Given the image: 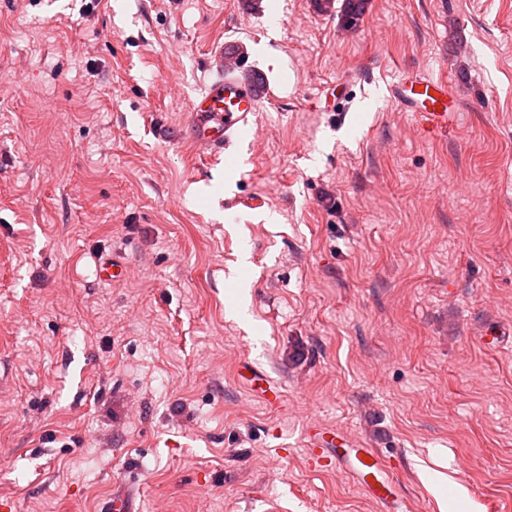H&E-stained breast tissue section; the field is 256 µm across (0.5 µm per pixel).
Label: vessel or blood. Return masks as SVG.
Segmentation results:
<instances>
[{
  "label": "vessel or blood",
  "instance_id": "vessel-or-blood-1",
  "mask_svg": "<svg viewBox=\"0 0 512 512\" xmlns=\"http://www.w3.org/2000/svg\"><path fill=\"white\" fill-rule=\"evenodd\" d=\"M214 68L216 77L211 84L187 99L191 119L186 131L190 143L201 147L206 155L229 159L233 148L253 143L254 116L266 75L260 70L245 72L234 51L217 53ZM389 92L400 111L418 113L430 128L447 127V81L408 75L394 83ZM238 375L250 381L253 391L262 392L268 399L276 398V391L267 387L265 374L254 364L240 362ZM303 438L314 461L325 462L347 474L381 504L383 512H413V503L396 487L388 459L377 449L346 447L336 430L316 424L307 426ZM103 512H141L133 485L117 488Z\"/></svg>",
  "mask_w": 512,
  "mask_h": 512
}]
</instances>
